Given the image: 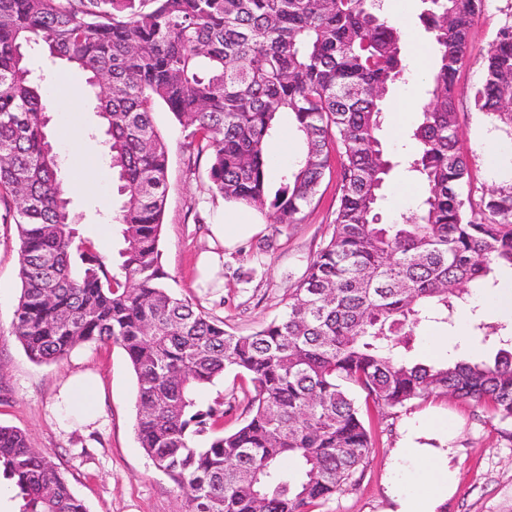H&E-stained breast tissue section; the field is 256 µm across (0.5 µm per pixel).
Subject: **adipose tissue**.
Masks as SVG:
<instances>
[{"mask_svg": "<svg viewBox=\"0 0 512 512\" xmlns=\"http://www.w3.org/2000/svg\"><path fill=\"white\" fill-rule=\"evenodd\" d=\"M260 225L238 214L228 223L211 227L210 249L200 256L205 277L221 268L223 251L260 233ZM61 404L78 421L90 423L98 416V387L92 377L70 376L60 390ZM459 424L452 417L429 411L404 427L397 447L399 458L412 464L408 489L391 492L389 512H441L456 491L452 461Z\"/></svg>", "mask_w": 512, "mask_h": 512, "instance_id": "adipose-tissue-1", "label": "adipose tissue"}]
</instances>
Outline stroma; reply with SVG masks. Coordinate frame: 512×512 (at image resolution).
<instances>
[{
    "mask_svg": "<svg viewBox=\"0 0 512 512\" xmlns=\"http://www.w3.org/2000/svg\"><path fill=\"white\" fill-rule=\"evenodd\" d=\"M508 22H512V0H486L471 28L470 47L457 76L459 148L470 161L479 193L512 183V137L473 104L474 90L482 80L483 56L498 29ZM421 98L416 75L393 93L392 102L402 110L396 122L383 124L389 156L411 148L408 132L418 119ZM155 121L169 148L160 243L163 269L177 293L223 320L226 330L250 333L283 310L309 258L328 239L338 206V178L333 173L325 176L300 223L276 224L268 215L247 209L251 221L263 224L262 233L225 252L222 287L198 288L194 285L196 261L208 245V227L223 223L238 207L213 193L210 157L187 148V128L162 106L155 109ZM98 126L92 96L75 103L54 102L50 133L64 171L91 182L88 189L71 196L80 233L100 253L112 256L122 239L119 226L110 221L117 202L115 176L96 135ZM489 141L503 149L495 167L487 164L482 151ZM423 192L417 181L392 171L384 202L386 222L399 220ZM7 213L1 202L0 289H6L8 297L0 301V424L17 427L32 448L50 455L88 512H184L173 483L155 469L138 443L137 384L125 351L115 344H83L60 361L36 363L14 336L12 323L21 294L19 246L14 225L5 221ZM86 370L99 377L102 422L93 429L64 427L54 407L56 394L68 376ZM198 397L206 406L223 404L224 429L230 432L249 414L251 386L243 376L228 371L223 379L202 386ZM431 406L464 422L454 460L459 484L449 512H512V422L500 421L486 408L436 397L401 408L365 411L363 419L372 441L368 463L352 485L314 506L313 512H388L391 501L386 489L393 476L400 422Z\"/></svg>",
    "mask_w": 512,
    "mask_h": 512,
    "instance_id": "stroma-1",
    "label": "stroma"
}]
</instances>
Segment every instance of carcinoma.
Segmentation results:
<instances>
[{
	"label": "carcinoma",
	"instance_id": "obj_1",
	"mask_svg": "<svg viewBox=\"0 0 512 512\" xmlns=\"http://www.w3.org/2000/svg\"><path fill=\"white\" fill-rule=\"evenodd\" d=\"M434 49L405 160L424 194L382 223L381 132L391 90L406 84L404 31L384 0H0V196L11 197L22 292L13 333L35 362L86 343H115L137 380L135 431L185 512H309L341 493L372 443L357 400L397 408L448 396L512 422V332L479 322L481 349L413 358L417 330L477 316L474 290L512 271V185L475 198L459 151L457 72L485 0H421ZM75 65L96 99L117 174L122 247L107 258L73 224L52 105L26 61L30 44ZM163 104L207 150L226 201L295 224L340 161L329 240L309 260L285 310L249 334L177 294L161 264L168 146ZM475 107L512 135V22L485 57ZM295 163L269 182L283 117ZM228 370L253 386L249 415L224 433V410L195 390ZM0 474L22 512H87L54 460L0 425Z\"/></svg>",
	"mask_w": 512,
	"mask_h": 512
}]
</instances>
